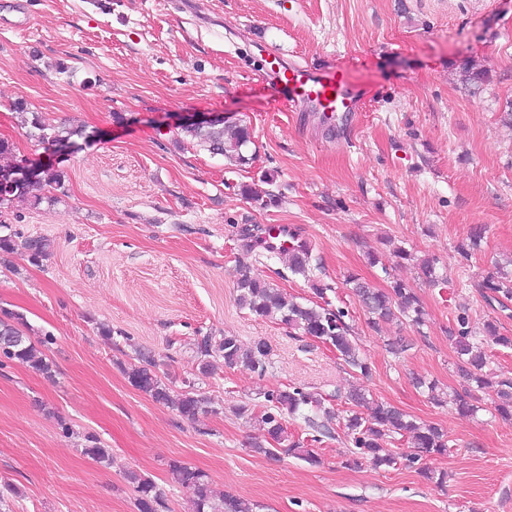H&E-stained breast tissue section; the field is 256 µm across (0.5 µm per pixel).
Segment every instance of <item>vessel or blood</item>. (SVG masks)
I'll list each match as a JSON object with an SVG mask.
<instances>
[{
	"label": "vessel or blood",
	"instance_id": "1",
	"mask_svg": "<svg viewBox=\"0 0 512 512\" xmlns=\"http://www.w3.org/2000/svg\"><path fill=\"white\" fill-rule=\"evenodd\" d=\"M263 68L283 98L303 111L320 113L323 121L359 111L363 102L346 67L289 64L273 55L264 59Z\"/></svg>",
	"mask_w": 512,
	"mask_h": 512
}]
</instances>
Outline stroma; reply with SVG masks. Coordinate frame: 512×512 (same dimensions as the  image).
Returning <instances> with one entry per match:
<instances>
[{"label": "stroma", "mask_w": 512, "mask_h": 512, "mask_svg": "<svg viewBox=\"0 0 512 512\" xmlns=\"http://www.w3.org/2000/svg\"><path fill=\"white\" fill-rule=\"evenodd\" d=\"M23 3L27 33L0 25V138L14 158L62 168L67 192L41 186L36 200L0 207L1 236L51 243L41 264L20 254L0 262V307L23 314L56 370L47 380L0 366V488L11 489L0 512H137L130 471L155 482L166 512H193L192 493L169 480L173 460L262 512H512V423L495 417L493 389L471 416L434 406L413 385L462 388L448 343L458 312L512 336V300L481 286L512 266V0ZM264 52L348 68L361 112L329 130L317 113L294 111L265 76ZM468 63L485 69L484 81H463ZM20 99L46 122L85 127L87 138L40 144L14 110ZM198 113L246 124L255 159L238 165L188 143L181 127ZM270 224L310 245L327 300L350 312L368 380L323 344L238 306L243 264L288 295L312 296L281 261L246 250L243 229ZM477 225L484 238L462 258ZM400 246L411 260H395ZM371 251L379 265L368 263ZM424 256L437 258L445 287L419 279L414 260ZM351 273L376 288L393 276L410 283L424 324L374 331L345 284ZM226 333L269 340L267 372L197 376V338ZM396 337L410 345L398 356L386 347ZM139 347L155 353L174 393L192 378L215 412L185 421L131 387L123 369ZM359 383L447 433L452 452L433 462L446 486L401 465L345 466L341 436L315 445L316 466L269 459L252 451L256 429L231 410L288 385L327 396ZM90 435L111 448V465L84 455Z\"/></svg>", "instance_id": "1"}]
</instances>
